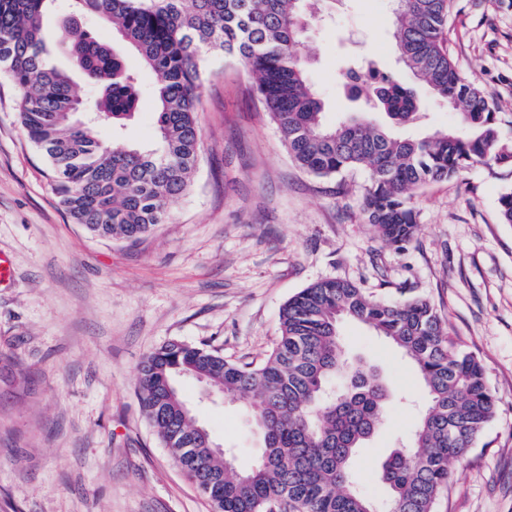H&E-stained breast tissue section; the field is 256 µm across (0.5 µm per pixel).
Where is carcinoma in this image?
<instances>
[{
    "mask_svg": "<svg viewBox=\"0 0 512 512\" xmlns=\"http://www.w3.org/2000/svg\"><path fill=\"white\" fill-rule=\"evenodd\" d=\"M46 0H0V72L24 89L18 105L30 140L48 159L56 193L74 223L99 238L136 243L166 223L186 194L200 153V62L206 50L240 60L291 158L318 177L363 169V211L384 241L408 242L417 226L411 200L430 181L474 165L511 166L512 137L498 103L468 82L450 57L453 0H396L397 49L406 68L437 100L459 111L458 125L419 138L391 133L421 122L414 90L372 58L349 61L345 85L359 109L324 122V102L304 68L300 45L316 0H73L57 47L94 86L78 96L53 63L42 28ZM110 24L155 72L156 139L150 146L103 138L125 128L140 105L137 72L95 31ZM358 321L416 366L425 409L410 442L375 471L388 491L386 512H434L462 461L494 418L497 400L477 358L454 346L434 306L421 297L391 301L345 280L300 291L280 312V336L257 366L224 359L205 344L168 343L138 368L136 396L161 445L210 499L215 512H376L360 488L354 458L390 407L378 373L348 360L339 324ZM203 379L213 395L236 401L261 434L247 469L226 464L178 387ZM342 376L360 387L337 398Z\"/></svg>",
    "mask_w": 512,
    "mask_h": 512,
    "instance_id": "1",
    "label": "carcinoma"
}]
</instances>
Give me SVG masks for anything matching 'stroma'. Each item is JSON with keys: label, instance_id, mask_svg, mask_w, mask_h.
<instances>
[{"label": "stroma", "instance_id": "1", "mask_svg": "<svg viewBox=\"0 0 512 512\" xmlns=\"http://www.w3.org/2000/svg\"><path fill=\"white\" fill-rule=\"evenodd\" d=\"M301 54L333 124L354 111L340 73L355 55L411 82L395 52L390 0H327ZM448 49L466 79L512 120V0H454ZM143 99L122 132L155 134L154 72L134 54ZM199 162L168 223L132 244L73 223L54 173L28 138L21 90L0 76V253L14 266L0 288V512H213L160 445L136 396L143 356L170 341L205 343L234 363H260L280 334L279 314L327 278L367 294L423 296L450 337L482 363L498 399L494 419L435 512H512V224L499 198L512 167L478 165L417 191L418 227L385 243L363 212L364 171L319 178L289 156L246 67L204 54ZM346 355L374 366L394 402L355 466L370 497L387 493L377 461L417 424L423 393L413 363L367 326L345 322ZM181 391L215 444L239 466L259 440L240 406Z\"/></svg>", "mask_w": 512, "mask_h": 512}]
</instances>
